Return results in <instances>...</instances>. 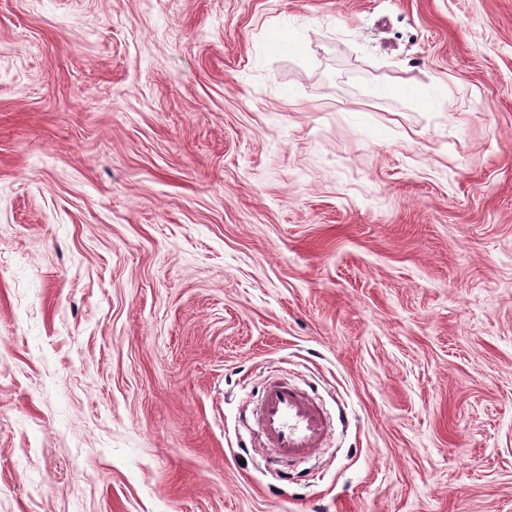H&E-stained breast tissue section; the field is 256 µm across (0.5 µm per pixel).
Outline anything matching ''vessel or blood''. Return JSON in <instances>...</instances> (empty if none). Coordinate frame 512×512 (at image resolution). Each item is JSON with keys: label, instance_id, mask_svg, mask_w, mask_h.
Returning a JSON list of instances; mask_svg holds the SVG:
<instances>
[{"label": "vessel or blood", "instance_id": "b4317fda", "mask_svg": "<svg viewBox=\"0 0 512 512\" xmlns=\"http://www.w3.org/2000/svg\"><path fill=\"white\" fill-rule=\"evenodd\" d=\"M257 432L281 462L301 461L322 448L328 417L324 408L297 386L267 382L255 412Z\"/></svg>", "mask_w": 512, "mask_h": 512}]
</instances>
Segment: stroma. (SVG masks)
I'll list each match as a JSON object with an SVG mask.
<instances>
[{
    "label": "stroma",
    "mask_w": 512,
    "mask_h": 512,
    "mask_svg": "<svg viewBox=\"0 0 512 512\" xmlns=\"http://www.w3.org/2000/svg\"><path fill=\"white\" fill-rule=\"evenodd\" d=\"M0 512H512V0H0ZM257 432L281 462L301 461L322 448L328 417L324 408L297 386L272 379L255 412Z\"/></svg>",
    "instance_id": "35a3bbf8"
}]
</instances>
